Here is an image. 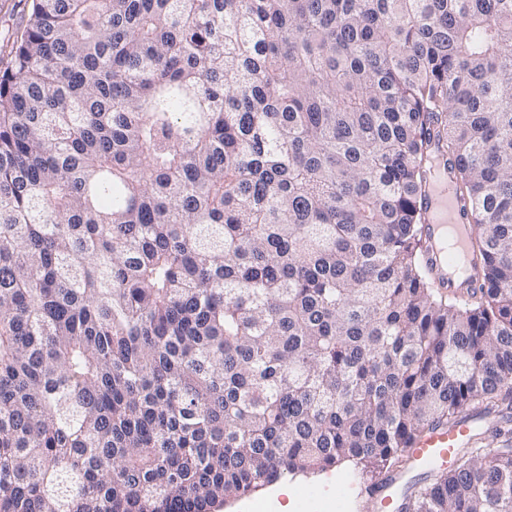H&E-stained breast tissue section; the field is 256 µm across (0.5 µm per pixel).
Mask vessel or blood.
I'll return each instance as SVG.
<instances>
[{"instance_id":"vessel-or-blood-1","label":"vessel or blood","mask_w":512,"mask_h":512,"mask_svg":"<svg viewBox=\"0 0 512 512\" xmlns=\"http://www.w3.org/2000/svg\"><path fill=\"white\" fill-rule=\"evenodd\" d=\"M429 219L423 226L426 240L424 261L436 287L466 297L469 289L480 283L479 271L467 256L469 241L477 235L478 226L464 217L454 199L451 171H444L433 186L426 200ZM456 230L459 241L456 250L442 247L444 231ZM474 433L470 421H461L451 427H438L419 439L409 450L410 463L416 471L434 466H448L459 448L469 444ZM408 480L402 474H387L379 478L372 488V498L383 512L395 502L399 489L405 488Z\"/></svg>"}]
</instances>
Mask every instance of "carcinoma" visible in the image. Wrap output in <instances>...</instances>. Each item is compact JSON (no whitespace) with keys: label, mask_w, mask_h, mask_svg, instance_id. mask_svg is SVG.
<instances>
[{"label":"carcinoma","mask_w":512,"mask_h":512,"mask_svg":"<svg viewBox=\"0 0 512 512\" xmlns=\"http://www.w3.org/2000/svg\"><path fill=\"white\" fill-rule=\"evenodd\" d=\"M482 287H434L441 159ZM512 408V0H31L0 45V512H209ZM397 512H512V428Z\"/></svg>","instance_id":"1"}]
</instances>
